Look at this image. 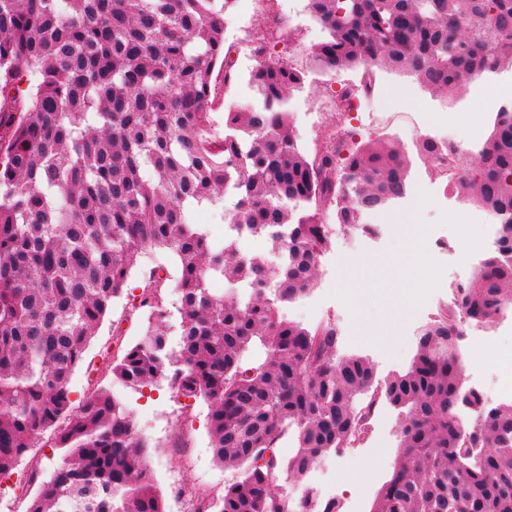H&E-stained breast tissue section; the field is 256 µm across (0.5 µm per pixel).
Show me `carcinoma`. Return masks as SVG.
Listing matches in <instances>:
<instances>
[{
    "label": "carcinoma",
    "mask_w": 512,
    "mask_h": 512,
    "mask_svg": "<svg viewBox=\"0 0 512 512\" xmlns=\"http://www.w3.org/2000/svg\"><path fill=\"white\" fill-rule=\"evenodd\" d=\"M231 0H0V98L16 101L24 72L35 91L0 105V479L41 443L65 449L38 483L28 512H165L146 442L122 400L97 384L73 405L69 380L147 248L171 251L181 314L168 345L155 267L139 306L149 325L106 370L128 386L161 378L209 407L215 459L240 469L218 512H306L270 482L275 448L298 443L284 465L300 481L328 452L358 443L376 408L402 410L400 463L372 512H512V403L490 407L466 385L457 319L493 326L512 309V109L498 113L476 153L450 181L499 226L500 243L455 287L458 314L425 325L410 369L376 379L361 357L336 358L333 323L314 329L279 317L278 305L316 284L329 244L318 211L338 223L403 197L409 163L389 138L342 154L306 155L284 108L303 74L264 60L252 77L256 107L211 116L215 68L234 79L224 51ZM328 38L323 69L405 73L451 93L512 67V0H307ZM237 200L231 222L278 248L265 259L237 240L217 247L189 221L195 205ZM304 205L313 212L293 218ZM230 288L216 295L208 279ZM265 358L244 364L254 346ZM471 411L468 423L457 410Z\"/></svg>",
    "instance_id": "carcinoma-1"
}]
</instances>
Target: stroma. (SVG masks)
<instances>
[{"label":"stroma","instance_id":"35a3bbf8","mask_svg":"<svg viewBox=\"0 0 512 512\" xmlns=\"http://www.w3.org/2000/svg\"><path fill=\"white\" fill-rule=\"evenodd\" d=\"M297 13L290 21L274 23L258 0H234L224 15V43L235 52V78L218 89V102L212 115L223 124L229 106L252 99L250 82L261 59L281 61L303 72V81L292 88L285 103L293 115L294 135L303 153H313L329 136H336L343 148H350L377 138H392L411 161L409 185L405 196L382 210L367 214L375 224L373 234L351 232L336 220V210H321L322 223L331 227V244L318 259V279L313 291L279 309L280 317L313 328L330 321L338 336L336 355L340 358L360 356L372 366L377 378L406 372L411 366L422 327L447 311L454 285L467 281L474 268L462 263L457 251L465 250L466 239L459 231L469 223L475 236L478 255L488 248L486 236L492 220L480 208L464 201L447 179L436 177L427 160L417 151L425 137L456 139L464 156L475 154L487 139L495 114L490 109L493 78L463 83L451 96L423 89L412 76L390 71L378 74V103L362 102L356 116L337 111L332 91L343 84L360 83L359 68L326 70L316 66L313 53L327 38L326 31L309 14L305 0H298ZM275 30L267 41L264 55L255 52V38L264 30ZM424 191L428 206L416 203L417 191ZM413 219L424 232V259L435 265L440 277L437 284L426 286L421 300L398 322L392 343L378 344L362 339L357 333L356 315L342 288V271L351 262L398 250L402 239L396 222ZM445 240L450 251L439 250L437 241ZM174 267V256L166 251L149 250L138 259L128 287L100 324L86 355V366L78 367L70 380V397L81 402L88 391L87 366H98L103 354H116L118 343H134L148 326L149 311L134 308L147 273L156 265ZM486 339L505 350L512 348V317L486 328L476 324L463 327L458 343L461 371L467 385L479 388L489 405L503 403L498 393V368L494 361L476 362L471 353ZM124 402L147 441V458L152 476L161 489L165 512H178L174 489L200 484L211 487L221 496L225 486L239 477L235 467L215 461L207 429L208 407L200 400L179 397L168 380L130 388L112 378H104ZM404 416L400 409L381 404L372 419L373 434L364 444L339 448L327 453L303 480L276 470L273 488L288 498L331 493L339 512H372L381 486L397 467ZM356 462L367 465L371 483L362 477L345 480V471Z\"/></svg>","mask_w":512,"mask_h":512}]
</instances>
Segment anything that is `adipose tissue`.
Wrapping results in <instances>:
<instances>
[{
	"mask_svg": "<svg viewBox=\"0 0 512 512\" xmlns=\"http://www.w3.org/2000/svg\"><path fill=\"white\" fill-rule=\"evenodd\" d=\"M398 229L404 240L401 250L349 264L343 274L345 295L358 319V332L380 343H388L400 315L407 313L418 301V287L436 280V271L420 256L418 225L400 222ZM387 285L395 304L393 318L377 321L364 314V299L369 291Z\"/></svg>",
	"mask_w": 512,
	"mask_h": 512,
	"instance_id": "1",
	"label": "adipose tissue"
}]
</instances>
